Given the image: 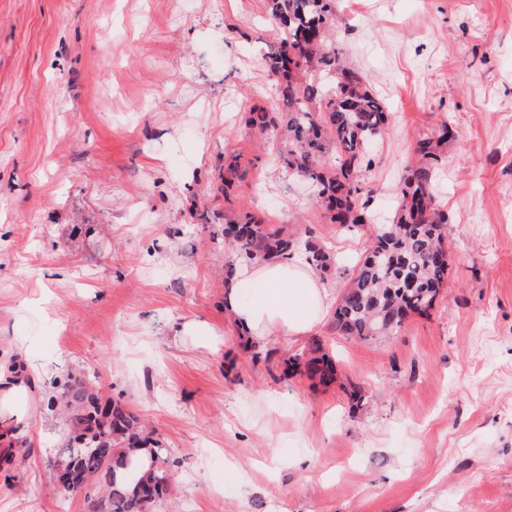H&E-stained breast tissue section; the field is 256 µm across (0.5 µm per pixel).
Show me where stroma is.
Segmentation results:
<instances>
[{"label": "stroma", "instance_id": "1", "mask_svg": "<svg viewBox=\"0 0 512 512\" xmlns=\"http://www.w3.org/2000/svg\"><path fill=\"white\" fill-rule=\"evenodd\" d=\"M334 40L391 114L352 231L246 126L276 94L266 0H0V359L35 383L0 512H88L53 479L66 378L153 426L172 480L151 512H512V0H337ZM445 122L430 314L366 342L328 313L254 349L224 312L226 219L318 241L337 303ZM229 153L249 167L228 192ZM317 341L328 386L285 364Z\"/></svg>", "mask_w": 512, "mask_h": 512}]
</instances>
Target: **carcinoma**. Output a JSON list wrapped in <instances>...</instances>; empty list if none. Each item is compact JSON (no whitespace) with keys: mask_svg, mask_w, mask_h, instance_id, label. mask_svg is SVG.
Here are the masks:
<instances>
[{"mask_svg":"<svg viewBox=\"0 0 512 512\" xmlns=\"http://www.w3.org/2000/svg\"><path fill=\"white\" fill-rule=\"evenodd\" d=\"M277 23L276 44L266 56L280 89L278 111L249 113L250 128L281 138L278 159L288 173L303 178L330 223L352 227L368 223L360 203L359 180L372 143L386 131L389 112L365 84L363 75L347 66L330 32L336 25V0H267ZM450 126L415 146L418 163L408 171L391 224L375 231L369 252L356 266L334 312L336 330L361 340L388 336L411 314L434 309L448 280L443 247L448 216L435 204L432 182L438 148L448 141ZM224 201H230L232 180L247 169L240 157L224 158ZM237 261L287 258L298 246L317 271L334 265L316 241L294 242L282 232L246 215L224 224ZM307 374L328 383L334 379L327 354L306 363ZM48 407L66 412L69 428L62 470L73 481L97 483L92 507L105 512H149L166 491L169 474L160 467L158 441L140 419L120 403L103 400L95 383L66 384ZM146 449L145 461L134 463L129 452Z\"/></svg>","mask_w":512,"mask_h":512,"instance_id":"carcinoma-1","label":"carcinoma"}]
</instances>
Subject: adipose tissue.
Returning a JSON list of instances; mask_svg holds the SVG:
<instances>
[{
    "label": "adipose tissue",
    "instance_id": "1",
    "mask_svg": "<svg viewBox=\"0 0 512 512\" xmlns=\"http://www.w3.org/2000/svg\"><path fill=\"white\" fill-rule=\"evenodd\" d=\"M234 323L250 340L301 336L323 318L328 295L316 271L300 257L242 262L224 295ZM26 372L0 362V433L11 436L31 417Z\"/></svg>",
    "mask_w": 512,
    "mask_h": 512
}]
</instances>
